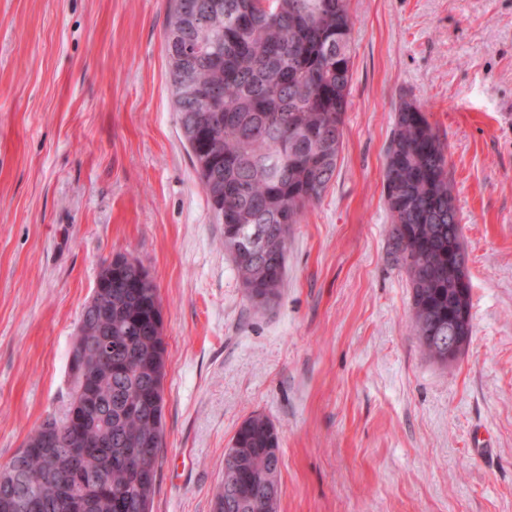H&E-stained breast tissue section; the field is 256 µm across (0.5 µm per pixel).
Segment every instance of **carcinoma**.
<instances>
[{"label": "carcinoma", "mask_w": 512, "mask_h": 512, "mask_svg": "<svg viewBox=\"0 0 512 512\" xmlns=\"http://www.w3.org/2000/svg\"><path fill=\"white\" fill-rule=\"evenodd\" d=\"M348 0H169L165 51L183 138L224 248L257 308L281 295L291 225L336 174L352 79ZM391 241L412 290V329L448 365V329L473 332L467 254L447 145L422 106L395 114L383 173ZM85 306L69 372V407L47 416L0 464V512H150L163 446L165 341L158 288L116 255ZM91 401L69 446L49 426ZM84 497L66 490L74 470ZM280 436L263 414L238 426L212 512H278Z\"/></svg>", "instance_id": "carcinoma-1"}]
</instances>
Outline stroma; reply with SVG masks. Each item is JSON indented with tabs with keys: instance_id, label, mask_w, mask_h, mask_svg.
Returning <instances> with one entry per match:
<instances>
[{
	"instance_id": "obj_1",
	"label": "stroma",
	"mask_w": 512,
	"mask_h": 512,
	"mask_svg": "<svg viewBox=\"0 0 512 512\" xmlns=\"http://www.w3.org/2000/svg\"><path fill=\"white\" fill-rule=\"evenodd\" d=\"M349 12L336 175L258 309L181 133L167 0H0V464L66 410L81 314L124 254L164 318L152 512H212L253 413L280 433L279 512H512V0ZM405 100L448 146L468 254L473 335L446 367L410 331L388 233L385 147Z\"/></svg>"
}]
</instances>
